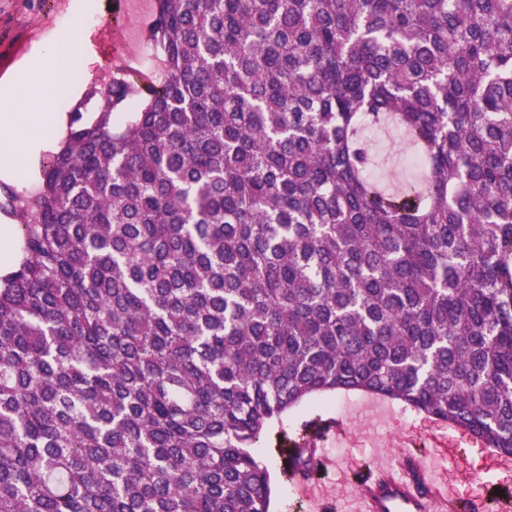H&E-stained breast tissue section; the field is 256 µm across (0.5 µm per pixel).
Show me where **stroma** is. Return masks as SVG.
I'll return each mask as SVG.
<instances>
[{"label":"stroma","mask_w":512,"mask_h":512,"mask_svg":"<svg viewBox=\"0 0 512 512\" xmlns=\"http://www.w3.org/2000/svg\"><path fill=\"white\" fill-rule=\"evenodd\" d=\"M153 7L154 0H0V80L29 61L43 40L68 26L74 16H82V61L72 81L73 94L59 106L60 111L71 112L92 91L103 89L116 71L151 72L154 59L145 46ZM364 135L377 156L375 177L388 187L410 178L405 166L409 147L399 129L368 128ZM326 416L342 420L347 428L346 439L326 449L340 473L327 485L338 512H353L355 507L356 489L347 474L378 453L394 461L401 452L419 451L423 463L439 474L448 489L461 494L482 495L489 475L512 484V462L501 461L493 449L469 434L397 401L357 391L324 393L284 413L255 447L270 474L272 512H310L286 481L279 451L305 421Z\"/></svg>","instance_id":"obj_1"}]
</instances>
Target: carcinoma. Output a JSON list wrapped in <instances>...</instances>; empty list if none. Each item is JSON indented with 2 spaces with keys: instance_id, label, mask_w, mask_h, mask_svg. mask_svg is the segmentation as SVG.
Returning a JSON list of instances; mask_svg holds the SVG:
<instances>
[{
  "instance_id": "1",
  "label": "carcinoma",
  "mask_w": 512,
  "mask_h": 512,
  "mask_svg": "<svg viewBox=\"0 0 512 512\" xmlns=\"http://www.w3.org/2000/svg\"><path fill=\"white\" fill-rule=\"evenodd\" d=\"M149 39L0 189V512H269L252 448L336 391L512 456V0H156ZM364 136L372 144L377 166L373 175L387 187H397L412 176L405 162L409 153L403 133L395 127L367 128ZM11 222L13 224L4 223L2 218L0 219V276L11 272L22 258L17 248L19 236L16 224L19 223L14 218Z\"/></svg>"
}]
</instances>
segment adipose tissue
Wrapping results in <instances>:
<instances>
[{
	"label": "adipose tissue",
	"mask_w": 512,
	"mask_h": 512,
	"mask_svg": "<svg viewBox=\"0 0 512 512\" xmlns=\"http://www.w3.org/2000/svg\"><path fill=\"white\" fill-rule=\"evenodd\" d=\"M77 52L72 27L44 42L37 68L24 80L0 86V179L28 182L40 152L62 139L68 115L56 105L67 93Z\"/></svg>",
	"instance_id": "adipose-tissue-1"
}]
</instances>
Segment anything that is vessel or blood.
<instances>
[{"mask_svg":"<svg viewBox=\"0 0 512 512\" xmlns=\"http://www.w3.org/2000/svg\"><path fill=\"white\" fill-rule=\"evenodd\" d=\"M344 431L342 422L335 418L306 425L285 456V471L294 470L298 456L308 455L316 473L328 474L331 461L323 447L330 437ZM497 486V481L486 480V492L478 499L452 494L434 471L414 458H407L397 469L376 457L365 463L358 481L356 512H512V490L499 497L495 494Z\"/></svg>","mask_w":512,"mask_h":512,"instance_id":"obj_1","label":"vessel or blood"}]
</instances>
